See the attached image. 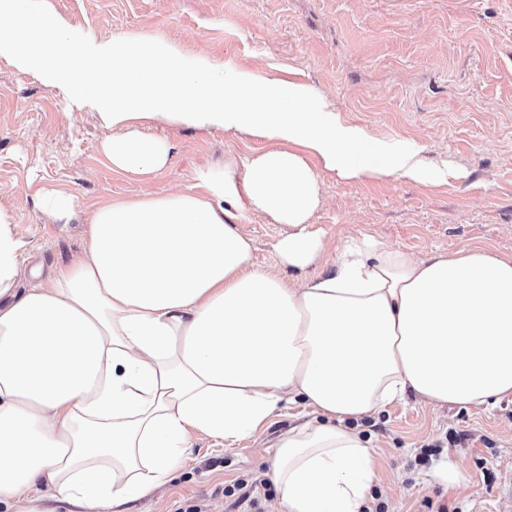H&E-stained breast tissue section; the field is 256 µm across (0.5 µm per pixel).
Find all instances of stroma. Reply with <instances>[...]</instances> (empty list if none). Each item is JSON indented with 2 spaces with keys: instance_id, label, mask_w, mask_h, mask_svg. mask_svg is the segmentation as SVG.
<instances>
[{
  "instance_id": "35a3bbf8",
  "label": "stroma",
  "mask_w": 512,
  "mask_h": 512,
  "mask_svg": "<svg viewBox=\"0 0 512 512\" xmlns=\"http://www.w3.org/2000/svg\"><path fill=\"white\" fill-rule=\"evenodd\" d=\"M77 44L159 35L187 54L309 85L339 117L394 149L446 169L430 186L391 178L347 181L324 171L313 226L329 254L373 235L423 257L483 247L512 255V0H48ZM170 163L144 179L112 171L97 113L0 56V208L23 242L18 291L85 251L87 216L100 202L185 191L199 167L270 148L268 140L160 124ZM64 190L80 210L61 224L37 204ZM253 262L293 277L275 249L288 232L264 215L241 221ZM311 407L282 410L232 447L195 435L172 479L127 512H249L225 496L243 481L271 512L274 445ZM360 429L377 457L372 483L386 512H512L502 482L512 471V398L491 408L433 406L406 396ZM455 434L447 442V434ZM440 444L429 464L422 448Z\"/></svg>"
}]
</instances>
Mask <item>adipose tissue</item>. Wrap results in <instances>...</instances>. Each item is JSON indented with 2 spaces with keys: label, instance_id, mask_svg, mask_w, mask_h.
Returning a JSON list of instances; mask_svg holds the SVG:
<instances>
[{
  "label": "adipose tissue",
  "instance_id": "ef3b65f1",
  "mask_svg": "<svg viewBox=\"0 0 512 512\" xmlns=\"http://www.w3.org/2000/svg\"><path fill=\"white\" fill-rule=\"evenodd\" d=\"M0 55L75 93L111 131L114 171L170 161L153 123L273 141L198 171V191L97 206L83 256L17 293L21 242L0 208V504L40 485L82 512H119L167 483L196 433L257 434L297 402L314 419L278 439L273 512H360L374 458L356 423L414 393L489 407L512 396V257L427 258L371 235L302 281L255 268L238 221L287 225L282 262L323 259L310 221L320 170L437 184L305 84L189 56L159 36L80 49L44 0H0Z\"/></svg>",
  "mask_w": 512,
  "mask_h": 512
}]
</instances>
